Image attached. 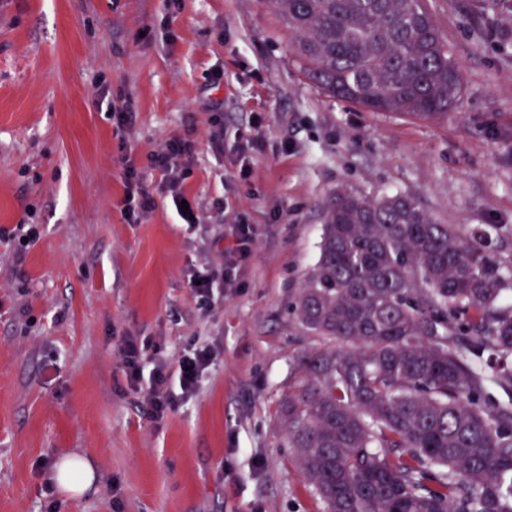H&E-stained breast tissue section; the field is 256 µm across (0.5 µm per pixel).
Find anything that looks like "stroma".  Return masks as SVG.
I'll return each instance as SVG.
<instances>
[{
	"mask_svg": "<svg viewBox=\"0 0 512 512\" xmlns=\"http://www.w3.org/2000/svg\"><path fill=\"white\" fill-rule=\"evenodd\" d=\"M426 5L463 75L439 121L323 95L267 0H0V512H323L276 409L315 342L288 302L326 196L400 192L440 223L512 230V0ZM108 101L131 105V131ZM176 136L195 144L183 189L200 223L157 175L154 208L126 223L127 162ZM239 222L252 254L200 303L189 278ZM130 334L171 358L218 353L163 421L126 381ZM71 454L90 489L47 492Z\"/></svg>",
	"mask_w": 512,
	"mask_h": 512,
	"instance_id": "1",
	"label": "stroma"
}]
</instances>
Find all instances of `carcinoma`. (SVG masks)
Returning a JSON list of instances; mask_svg holds the SVG:
<instances>
[{"label":"carcinoma","instance_id":"carcinoma-1","mask_svg":"<svg viewBox=\"0 0 512 512\" xmlns=\"http://www.w3.org/2000/svg\"><path fill=\"white\" fill-rule=\"evenodd\" d=\"M324 94L448 117L461 70L423 0H268ZM288 308L317 344L279 404L325 512H512V235L342 189Z\"/></svg>","mask_w":512,"mask_h":512}]
</instances>
